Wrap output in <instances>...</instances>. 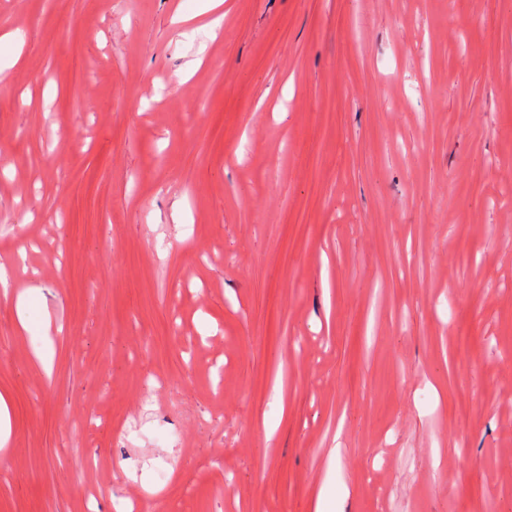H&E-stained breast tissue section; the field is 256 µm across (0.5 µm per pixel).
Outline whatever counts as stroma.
Segmentation results:
<instances>
[{
  "label": "stroma",
  "mask_w": 512,
  "mask_h": 512,
  "mask_svg": "<svg viewBox=\"0 0 512 512\" xmlns=\"http://www.w3.org/2000/svg\"><path fill=\"white\" fill-rule=\"evenodd\" d=\"M202 5L0 0V512H506L512 0ZM0 288L1 295L4 299H8L9 297L15 296L16 299V310H17V320L18 327L20 330H27L28 328V320L26 316V298L23 293L15 294L12 289V283L5 269L4 265H0Z\"/></svg>",
  "instance_id": "obj_1"
}]
</instances>
